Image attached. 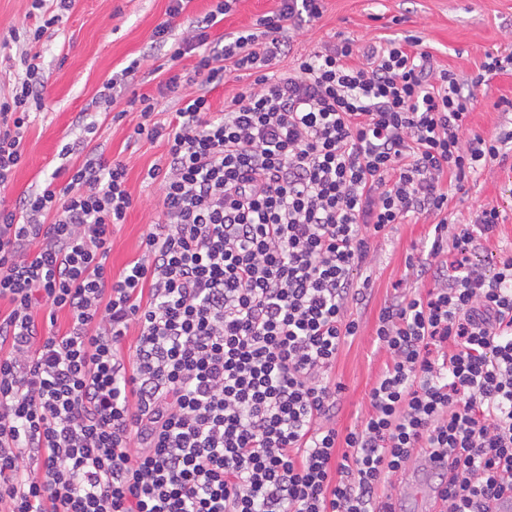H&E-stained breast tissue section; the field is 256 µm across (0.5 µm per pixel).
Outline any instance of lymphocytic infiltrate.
Masks as SVG:
<instances>
[{
  "mask_svg": "<svg viewBox=\"0 0 512 512\" xmlns=\"http://www.w3.org/2000/svg\"><path fill=\"white\" fill-rule=\"evenodd\" d=\"M278 2L222 44L210 31L230 0L190 23L172 56L202 55L160 81L180 95L168 122L153 120L155 96L129 99L134 137L165 146L145 173L163 209L118 280L122 162L68 143L80 161L64 187L0 200V512H393L379 488L420 455L440 463V512H491L512 492V253L489 274L472 262L504 218L484 208L448 228L449 190L512 163V128L467 131L512 51L470 78L414 35L295 57L321 0ZM74 4L32 0L9 31L24 76L0 94L1 189L43 105L34 46ZM228 70L246 82L217 112L209 93ZM414 215L434 232L407 269L432 286L381 309L391 364L342 436L329 371L359 331L357 274L373 239Z\"/></svg>",
  "mask_w": 512,
  "mask_h": 512,
  "instance_id": "lymphocytic-infiltrate-1",
  "label": "lymphocytic infiltrate"
}]
</instances>
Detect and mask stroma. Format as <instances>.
Instances as JSON below:
<instances>
[{
	"label": "stroma",
	"mask_w": 512,
	"mask_h": 512,
	"mask_svg": "<svg viewBox=\"0 0 512 512\" xmlns=\"http://www.w3.org/2000/svg\"><path fill=\"white\" fill-rule=\"evenodd\" d=\"M277 6L278 0H237L214 33L219 36L252 28L258 17ZM167 7L168 0H76L63 21L44 33L36 46L45 67L44 106L28 127L24 159L8 189L14 198L50 178L62 163L61 148L79 134L77 113H95L106 156L120 158L127 165V189L133 199L124 224L112 231L110 269L115 276L141 257L142 240L161 209L159 189L144 175L164 148L147 140L130 141L138 116L127 112V100L135 94H155L168 67L189 70L199 59L193 52L173 62L167 48L152 47V32L165 21ZM29 9L30 0H0V91L11 89L21 75L11 60L17 46L10 43L8 29L21 25ZM509 32L512 0H324L322 16L305 26L293 52L306 54L342 38L361 45L417 35L437 66L472 77L486 52L507 47ZM137 57L144 64L132 84L112 106L101 104L99 95L113 75ZM503 99L512 101V67L478 88L468 118L470 130L489 137L512 120L499 105ZM483 206H495L507 214L496 236L480 243L477 261L488 269L495 253L512 245V169L497 168L469 178L463 191L450 196L448 219L471 221ZM432 223V218L422 217L394 225L373 243L367 298L348 309L360 333L342 345L330 370L332 381L342 386L335 418L339 432L360 424L368 410L369 392L389 362L374 340L381 308L400 296L402 289L421 295L429 289L428 284L408 277L406 265L413 245L427 235Z\"/></svg>",
	"instance_id": "obj_1"
}]
</instances>
